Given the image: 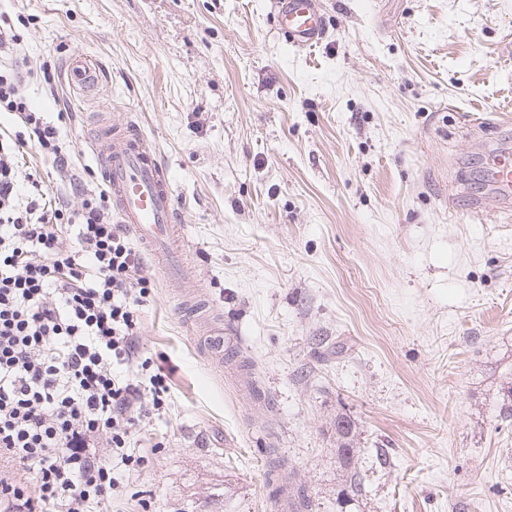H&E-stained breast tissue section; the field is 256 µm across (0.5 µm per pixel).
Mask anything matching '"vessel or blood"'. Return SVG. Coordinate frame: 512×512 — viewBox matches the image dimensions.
Masks as SVG:
<instances>
[{"label": "vessel or blood", "instance_id": "vessel-or-blood-1", "mask_svg": "<svg viewBox=\"0 0 512 512\" xmlns=\"http://www.w3.org/2000/svg\"><path fill=\"white\" fill-rule=\"evenodd\" d=\"M286 41L301 50L320 45L326 36L325 10L321 0H271ZM71 83L84 88L96 82L88 59L71 57L67 63ZM97 167L109 189L112 209L151 250L157 269L179 280L191 276L181 265L183 226L174 190L165 167L136 126L114 129L96 151ZM499 201L512 202V156H494L486 168Z\"/></svg>", "mask_w": 512, "mask_h": 512}]
</instances>
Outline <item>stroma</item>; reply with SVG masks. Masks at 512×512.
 Instances as JSON below:
<instances>
[{"instance_id":"obj_1","label":"stroma","mask_w":512,"mask_h":512,"mask_svg":"<svg viewBox=\"0 0 512 512\" xmlns=\"http://www.w3.org/2000/svg\"><path fill=\"white\" fill-rule=\"evenodd\" d=\"M328 33L290 46L268 0H0L62 131L68 169L23 171L80 207L102 122L137 124L175 189L195 275L138 310L171 372L114 512H282L283 460L312 512H512V205L484 181L512 147V0H322ZM99 71L85 90L64 61ZM225 322L224 361L205 329ZM358 426L344 498L333 423ZM497 398V418L508 426L512 420V370L504 373Z\"/></svg>"}]
</instances>
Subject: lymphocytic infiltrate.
Returning a JSON list of instances; mask_svg holds the SVG:
<instances>
[{
  "instance_id": "1",
  "label": "lymphocytic infiltrate",
  "mask_w": 512,
  "mask_h": 512,
  "mask_svg": "<svg viewBox=\"0 0 512 512\" xmlns=\"http://www.w3.org/2000/svg\"><path fill=\"white\" fill-rule=\"evenodd\" d=\"M19 36L0 25V512H112L148 410L165 407L170 376L136 349L137 311L150 296L143 260L112 217L108 190L68 210L21 174L31 146L67 168L61 127L29 100ZM70 231L74 244L64 246Z\"/></svg>"
}]
</instances>
